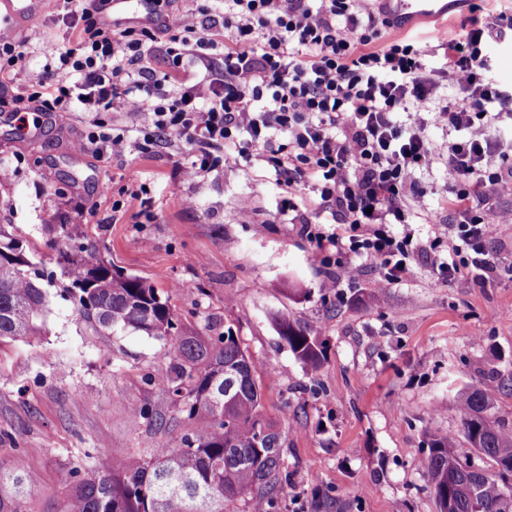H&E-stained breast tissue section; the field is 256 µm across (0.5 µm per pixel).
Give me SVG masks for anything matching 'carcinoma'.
<instances>
[{
    "mask_svg": "<svg viewBox=\"0 0 512 512\" xmlns=\"http://www.w3.org/2000/svg\"><path fill=\"white\" fill-rule=\"evenodd\" d=\"M65 287L80 320L102 329L143 333L164 349L167 393L188 430L176 448L161 442L145 457L107 464L75 463L59 474L60 493L50 512H224V504L250 496L249 512H270L286 474L281 434L260 418L261 376L230 333L183 332L168 299L138 276L112 271L98 250L59 249ZM20 240L0 228V345L43 331L46 289ZM280 336L307 367L321 351L309 332L287 319ZM235 392L224 400V384ZM487 389L458 395L459 432L433 434L425 466L438 512H501L512 496V423L491 419ZM481 461L468 493L451 472L466 451ZM34 475L0 463V512H35L29 497Z\"/></svg>",
    "mask_w": 512,
    "mask_h": 512,
    "instance_id": "1",
    "label": "carcinoma"
}]
</instances>
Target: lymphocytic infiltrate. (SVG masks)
Instances as JSON below:
<instances>
[{"instance_id":"obj_1","label":"lymphocytic infiltrate","mask_w":512,"mask_h":512,"mask_svg":"<svg viewBox=\"0 0 512 512\" xmlns=\"http://www.w3.org/2000/svg\"><path fill=\"white\" fill-rule=\"evenodd\" d=\"M55 2L64 38L39 90L15 97V111L93 113L80 147L102 160L180 142L190 161L176 173L188 180L264 162L286 188V214L298 209L297 186L311 184L317 208L339 222L330 231L304 223L321 265L354 256L379 269L385 285L407 277L421 253L448 281L490 269L485 242L505 216L480 190L512 195V138L496 133L512 92L484 73L512 17L418 47L385 38L390 21L368 0H222L217 10L189 7L175 24L141 27L108 22L109 0ZM156 51L170 58L169 70L152 67ZM436 55L451 86L426 64ZM104 112L136 117L137 139L101 120ZM432 125L445 134V151L431 143ZM442 162L453 178L451 227L417 179ZM415 208L432 229L424 241L396 230Z\"/></svg>"}]
</instances>
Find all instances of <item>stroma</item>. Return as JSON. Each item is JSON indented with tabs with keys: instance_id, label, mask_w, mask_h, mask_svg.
I'll return each mask as SVG.
<instances>
[{
	"instance_id": "obj_1",
	"label": "stroma",
	"mask_w": 512,
	"mask_h": 512,
	"mask_svg": "<svg viewBox=\"0 0 512 512\" xmlns=\"http://www.w3.org/2000/svg\"><path fill=\"white\" fill-rule=\"evenodd\" d=\"M62 28L47 0L22 34L23 81L0 90V225L50 279L41 336L0 346V461L35 475L34 507L77 461L147 455L160 440L178 446L186 431L165 391L159 343L94 331L58 295L60 242L99 248L113 268L164 292L187 331L231 330L266 369L261 414L282 436L288 475L277 512H436L427 440L458 432V390L489 386L493 416L512 421V223L493 226L492 268L481 277L465 270L443 282L419 255L408 277L381 288L361 260L350 275L313 264V245L281 214L284 190L262 162L186 181L174 174L178 144L105 163L76 151L87 112L22 127L10 101L38 86ZM132 169L148 188L152 219L140 200L118 195ZM282 318L316 337L317 370L281 339ZM139 406L163 415L165 428L134 423Z\"/></svg>"
}]
</instances>
